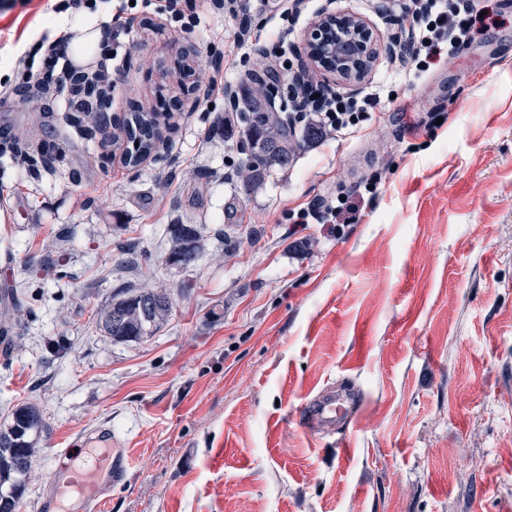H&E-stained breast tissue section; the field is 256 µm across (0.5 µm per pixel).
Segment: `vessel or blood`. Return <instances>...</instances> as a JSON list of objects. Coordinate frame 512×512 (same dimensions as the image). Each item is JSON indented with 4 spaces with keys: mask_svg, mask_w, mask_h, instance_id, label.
<instances>
[{
    "mask_svg": "<svg viewBox=\"0 0 512 512\" xmlns=\"http://www.w3.org/2000/svg\"><path fill=\"white\" fill-rule=\"evenodd\" d=\"M344 413L343 405L332 397H310L303 404L304 420L313 429L335 422ZM95 432L104 437L105 443L96 449L93 462L74 464V449H64V461L54 470L38 512H99L113 484L125 480L131 468L128 454L114 447L111 427L102 424Z\"/></svg>",
    "mask_w": 512,
    "mask_h": 512,
    "instance_id": "1",
    "label": "vessel or blood"
}]
</instances>
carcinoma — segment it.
Here are the masks:
<instances>
[{"mask_svg":"<svg viewBox=\"0 0 512 512\" xmlns=\"http://www.w3.org/2000/svg\"><path fill=\"white\" fill-rule=\"evenodd\" d=\"M97 84L98 76H84L76 81V92L96 96L97 106L103 108L107 99ZM241 119L245 123L242 135L248 150L245 168L254 186L261 185L271 171L288 168L297 147L312 144L319 138L312 126L297 135L288 117L274 110L270 83L264 79L256 82ZM112 129V142L122 149L127 165H139L156 148L155 117L139 107L112 120ZM166 235L171 242L166 264L186 269L199 260L201 225L169 224ZM171 309L172 300L167 292L137 288L103 306L97 320L112 340L137 341L154 335L168 320ZM44 429L40 411L27 404L14 410L9 424L0 426V512H16L31 468L34 439ZM6 485L9 490L5 493Z\"/></svg>","mask_w":512,"mask_h":512,"instance_id":"1","label":"carcinoma"}]
</instances>
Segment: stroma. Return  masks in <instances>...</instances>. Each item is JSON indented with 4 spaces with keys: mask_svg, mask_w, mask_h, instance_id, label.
I'll list each match as a JSON object with an SVG mask.
<instances>
[{
    "mask_svg": "<svg viewBox=\"0 0 512 512\" xmlns=\"http://www.w3.org/2000/svg\"><path fill=\"white\" fill-rule=\"evenodd\" d=\"M122 2L99 0L83 21L128 20L109 109L157 114L148 159L126 166L74 127L67 90L40 94L36 112L0 105V144L23 132L33 158L58 147L49 170L0 154V297L22 304L0 335V424L23 403L46 424L17 512H36L56 453L104 421L133 461L104 512H512V0H478L501 26L422 77L380 52L354 85L309 63L306 37L346 14L382 49L402 29L392 0H302L275 106L303 65L346 96L379 85L384 107L257 189L238 175L245 142L203 137L228 104L202 111L207 75L238 93L254 69L231 44L235 22L194 0L185 32L165 0L146 13ZM44 4L0 11V80L16 79L10 45L66 27ZM180 50L202 77L181 80ZM344 196L353 223H295ZM179 219L204 227L187 269L165 263ZM43 259L62 279L24 283ZM125 283L172 297L140 342L95 322ZM322 391L351 406L307 430L300 406Z\"/></svg>",
    "mask_w": 512,
    "mask_h": 512,
    "instance_id": "35a3bbf8",
    "label": "stroma"
}]
</instances>
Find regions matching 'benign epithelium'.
Instances as JSON below:
<instances>
[{
	"instance_id": "obj_1",
	"label": "benign epithelium",
	"mask_w": 512,
	"mask_h": 512,
	"mask_svg": "<svg viewBox=\"0 0 512 512\" xmlns=\"http://www.w3.org/2000/svg\"><path fill=\"white\" fill-rule=\"evenodd\" d=\"M311 60L328 68L341 81L357 82L375 53V42L364 22L325 15L307 39Z\"/></svg>"
}]
</instances>
